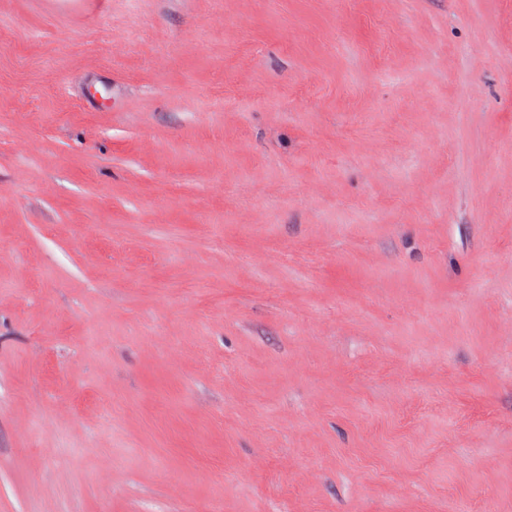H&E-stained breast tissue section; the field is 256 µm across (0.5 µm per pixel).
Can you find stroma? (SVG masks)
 I'll return each instance as SVG.
<instances>
[{
  "instance_id": "obj_1",
  "label": "stroma",
  "mask_w": 512,
  "mask_h": 512,
  "mask_svg": "<svg viewBox=\"0 0 512 512\" xmlns=\"http://www.w3.org/2000/svg\"><path fill=\"white\" fill-rule=\"evenodd\" d=\"M512 512V0H0V512Z\"/></svg>"
}]
</instances>
